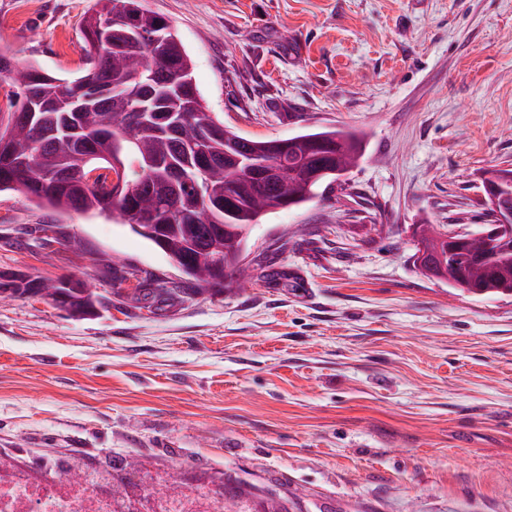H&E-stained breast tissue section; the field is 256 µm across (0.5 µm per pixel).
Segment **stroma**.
Returning <instances> with one entry per match:
<instances>
[{
	"mask_svg": "<svg viewBox=\"0 0 512 512\" xmlns=\"http://www.w3.org/2000/svg\"><path fill=\"white\" fill-rule=\"evenodd\" d=\"M94 0H0V49L84 68ZM184 43L209 111L253 139L356 129L347 195L248 233L251 277L124 298L118 264L178 279L111 219L0 195V272L91 279L74 318L0 300V457L231 485L287 512H512V297L414 263L418 224L485 223L483 171L512 163V0H143ZM65 244L42 245L44 225ZM273 261L268 277L262 259Z\"/></svg>",
	"mask_w": 512,
	"mask_h": 512,
	"instance_id": "1",
	"label": "stroma"
}]
</instances>
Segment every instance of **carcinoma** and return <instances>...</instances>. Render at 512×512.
Returning a JSON list of instances; mask_svg holds the SVG:
<instances>
[{
    "instance_id": "obj_1",
    "label": "carcinoma",
    "mask_w": 512,
    "mask_h": 512,
    "mask_svg": "<svg viewBox=\"0 0 512 512\" xmlns=\"http://www.w3.org/2000/svg\"><path fill=\"white\" fill-rule=\"evenodd\" d=\"M82 33L87 62L76 78L53 76L34 60L20 64L0 52L1 81L11 84L17 68L29 76V83L7 92V111L0 112V147L5 151L12 145L19 147L7 159H0V193L24 192L36 206L59 214L78 211L119 218L132 233L178 263L183 285L165 289L170 298L186 291H223L224 282L234 281V261L246 249L248 226L268 213L310 201L322 187L334 189L340 185V172L363 157L362 137L351 129H306L292 136L290 144L286 138H247L224 125L206 111L192 82V62L182 41L169 22L148 10L142 0H95L83 20ZM156 67L178 79L177 107L184 118L176 135L148 128L129 141L124 113L137 99L157 91V86L149 84ZM72 85H83L88 94L100 95L104 111L96 106L77 114L60 111L55 100ZM107 119L114 127L112 137L94 141L92 151H87L80 142L82 131ZM91 152L103 166L110 158L121 159V191L107 184L106 176L87 187L50 176L58 163L72 170L85 167ZM201 154L219 162L224 184L235 187L227 209L213 207L198 168ZM250 157L259 165H275L286 158L288 167L299 173L286 184L253 179L243 163ZM173 164L188 173L185 181L173 184L167 179ZM140 180L155 198L147 219L161 226L155 238L142 232V222L131 214L138 202L135 185ZM436 228L435 224L422 228L423 248L416 249L415 257L422 275L466 285L486 296L512 292V232L496 239L480 261L466 242H450ZM40 290L50 291L53 304L72 316L89 315L107 306L97 289L75 288L69 277L50 285L41 277H31L11 288L10 296H30ZM244 499L241 490L224 486V512H252Z\"/></svg>"
}]
</instances>
